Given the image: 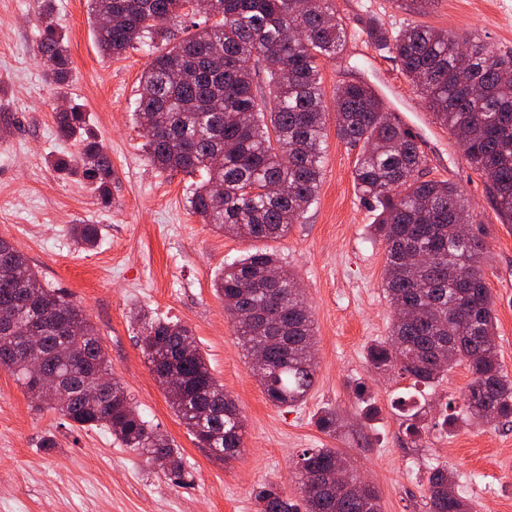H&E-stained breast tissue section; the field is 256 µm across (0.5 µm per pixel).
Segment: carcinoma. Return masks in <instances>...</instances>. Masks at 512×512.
Segmentation results:
<instances>
[{"mask_svg":"<svg viewBox=\"0 0 512 512\" xmlns=\"http://www.w3.org/2000/svg\"><path fill=\"white\" fill-rule=\"evenodd\" d=\"M100 51L119 59L135 44L157 51L140 78L136 121L144 149L160 169L199 174L191 210L215 232L276 240L288 232L318 193L326 142V106L320 60L336 58L346 28L333 0H88ZM42 5L38 54L50 84L65 82L72 61L64 35ZM117 15L110 25L103 18ZM181 30L179 37L175 30ZM365 34L386 52L415 87L435 122L448 128L469 164L489 184L502 220L512 223V55L466 36L408 23L396 32L366 22ZM270 97L255 92L259 72ZM57 134L77 142V154L53 160L59 172L79 174L100 205H112V164L78 106L56 112ZM336 136L359 149L354 185L377 212L374 233L386 249L384 294L394 310L390 334L367 348L369 366L396 369L430 387L464 364L472 381L458 414L480 425L492 416L512 421V379L499 360L494 301L487 288L484 235L458 187L423 179L427 157L420 139L361 79L336 94ZM220 154L222 164L210 163ZM75 245L93 249L97 224H73ZM293 274L268 249L249 252L213 282L224 311L235 320L247 355L269 344L253 372L278 407L305 400L315 382L314 324ZM15 327L39 330L41 367L61 378L40 394L37 408L52 410L76 429L105 428L165 475L186 476L179 449L144 420L126 387L112 379L98 400L84 392L109 361L86 313L60 290L46 287L22 251L0 237V313ZM141 349L165 386L172 408L197 447L224 460L242 448L244 420L212 376L191 328L153 319ZM0 368L24 389L32 372L25 355L0 344ZM345 457L335 448L297 456L294 474L302 506L283 498L269 481L255 494L260 512H381L375 485L362 495L328 482ZM428 512H472L448 467L428 468Z\"/></svg>","mask_w":512,"mask_h":512,"instance_id":"1","label":"carcinoma"}]
</instances>
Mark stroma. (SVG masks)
I'll return each instance as SVG.
<instances>
[{
    "label": "stroma",
    "instance_id": "stroma-1",
    "mask_svg": "<svg viewBox=\"0 0 512 512\" xmlns=\"http://www.w3.org/2000/svg\"><path fill=\"white\" fill-rule=\"evenodd\" d=\"M348 42L342 58L321 62L327 108L347 81L365 80L422 140L427 178L457 184L485 234V278L495 301L500 361L512 376V224L503 223L484 178L460 144L436 124L410 82L361 31L372 17L396 30L409 22L452 31L512 53V0H430L414 13L397 0H334ZM40 0H0V236L10 239L50 287L68 294L94 325L114 377L138 411L179 448L193 478L178 483L155 470L103 429H75L36 409L12 373L0 369V512H257L254 492L273 481L288 501L301 499L292 462L305 448H336L378 488L382 512H425L426 470L453 471L474 512H512V422L479 427L440 423L472 380L458 365L435 387H413L397 373H378L368 346L387 337L393 318L383 294L385 246L375 213L354 187L357 152L326 123L315 201L287 234L266 241L295 275L316 334L315 383L294 407L269 402L224 311L213 281L256 241L215 233L187 198L194 177L163 172L142 149L133 112L153 49L103 56L88 23L87 0H54L51 18L65 35L72 70L50 86L35 54ZM68 96L86 114L112 161V207L102 209L77 175L56 172L54 156L77 150L60 139L55 112ZM96 224L94 250L76 249L70 227ZM193 330L213 377L245 423L243 448L230 461L197 447L142 355L138 310ZM367 392L357 397L356 383ZM335 411V434L318 418ZM420 425L419 436L409 424ZM54 435L56 448L44 450Z\"/></svg>",
    "mask_w": 512,
    "mask_h": 512
}]
</instances>
